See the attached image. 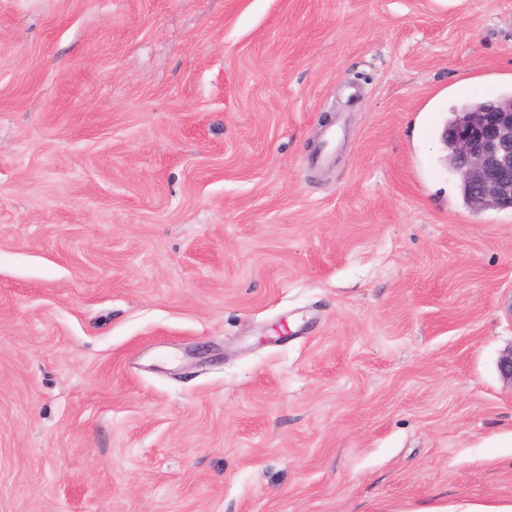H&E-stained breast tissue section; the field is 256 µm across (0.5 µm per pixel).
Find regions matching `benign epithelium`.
I'll use <instances>...</instances> for the list:
<instances>
[{
    "instance_id": "1",
    "label": "benign epithelium",
    "mask_w": 512,
    "mask_h": 512,
    "mask_svg": "<svg viewBox=\"0 0 512 512\" xmlns=\"http://www.w3.org/2000/svg\"><path fill=\"white\" fill-rule=\"evenodd\" d=\"M453 140L454 171L475 190L472 207L512 210V101H495L442 134Z\"/></svg>"
}]
</instances>
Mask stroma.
Segmentation results:
<instances>
[{"label": "stroma", "mask_w": 512, "mask_h": 512, "mask_svg": "<svg viewBox=\"0 0 512 512\" xmlns=\"http://www.w3.org/2000/svg\"><path fill=\"white\" fill-rule=\"evenodd\" d=\"M506 92L512 0H0V512L512 499ZM486 102L487 99L476 97L449 111L448 125L442 134L448 142L445 160L474 188V209L512 210V101L485 105ZM473 112L476 113L464 116L448 130L460 116ZM468 183L461 184L467 204L473 195Z\"/></svg>", "instance_id": "1"}]
</instances>
